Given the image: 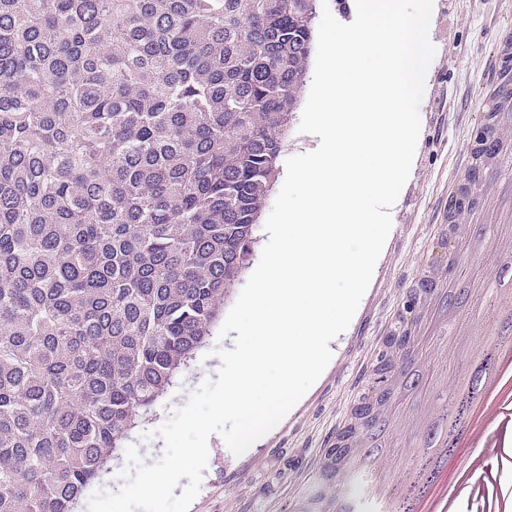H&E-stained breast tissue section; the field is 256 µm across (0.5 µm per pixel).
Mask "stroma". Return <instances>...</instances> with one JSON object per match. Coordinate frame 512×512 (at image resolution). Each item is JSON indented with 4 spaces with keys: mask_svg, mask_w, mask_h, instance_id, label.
<instances>
[{
    "mask_svg": "<svg viewBox=\"0 0 512 512\" xmlns=\"http://www.w3.org/2000/svg\"><path fill=\"white\" fill-rule=\"evenodd\" d=\"M509 29L512 0H434L435 56L419 107V140L371 285L349 328L332 342L334 354L321 377L251 453L234 455L219 435L210 437L201 490L189 512H297L321 484L324 453L371 384L381 339L402 308L417 264L436 248L448 192L468 165L467 144L480 125L484 91L497 76L496 39ZM232 346V338H210L207 356L197 357L152 420L132 432L129 442L144 464L163 455L159 428L215 377L221 362L214 350Z\"/></svg>",
    "mask_w": 512,
    "mask_h": 512,
    "instance_id": "1",
    "label": "stroma"
}]
</instances>
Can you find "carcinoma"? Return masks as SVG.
Instances as JSON below:
<instances>
[{
	"instance_id": "cac0c4a2",
	"label": "carcinoma",
	"mask_w": 512,
	"mask_h": 512,
	"mask_svg": "<svg viewBox=\"0 0 512 512\" xmlns=\"http://www.w3.org/2000/svg\"><path fill=\"white\" fill-rule=\"evenodd\" d=\"M319 0H0V512H74L252 264Z\"/></svg>"
}]
</instances>
